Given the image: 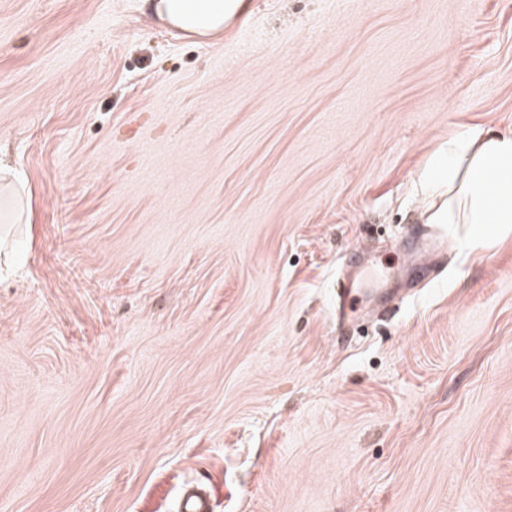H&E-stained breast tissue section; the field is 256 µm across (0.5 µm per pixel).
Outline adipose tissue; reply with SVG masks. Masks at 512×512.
<instances>
[{
  "label": "adipose tissue",
  "instance_id": "obj_1",
  "mask_svg": "<svg viewBox=\"0 0 512 512\" xmlns=\"http://www.w3.org/2000/svg\"><path fill=\"white\" fill-rule=\"evenodd\" d=\"M245 0H163L173 25L195 35L223 31ZM425 224H469L476 240L512 233V130L475 129L450 138L446 155L425 174Z\"/></svg>",
  "mask_w": 512,
  "mask_h": 512
}]
</instances>
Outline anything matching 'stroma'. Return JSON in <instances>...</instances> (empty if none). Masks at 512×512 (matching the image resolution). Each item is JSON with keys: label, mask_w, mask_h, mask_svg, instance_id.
Instances as JSON below:
<instances>
[{"label": "stroma", "mask_w": 512, "mask_h": 512, "mask_svg": "<svg viewBox=\"0 0 512 512\" xmlns=\"http://www.w3.org/2000/svg\"><path fill=\"white\" fill-rule=\"evenodd\" d=\"M477 127L512 0H0V512H512V234L419 233ZM163 9L173 25L195 35L224 30V22L244 11V0H162Z\"/></svg>", "instance_id": "35a3bbf8"}]
</instances>
